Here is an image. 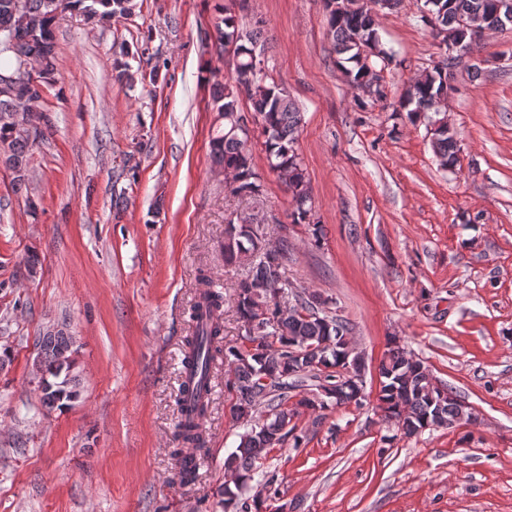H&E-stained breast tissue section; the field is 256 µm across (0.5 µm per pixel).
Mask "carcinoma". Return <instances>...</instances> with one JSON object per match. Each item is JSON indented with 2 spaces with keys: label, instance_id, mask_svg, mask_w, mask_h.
I'll return each instance as SVG.
<instances>
[{
  "label": "carcinoma",
  "instance_id": "cac0c4a2",
  "mask_svg": "<svg viewBox=\"0 0 512 512\" xmlns=\"http://www.w3.org/2000/svg\"><path fill=\"white\" fill-rule=\"evenodd\" d=\"M328 11V24L336 44V52L345 63L348 81L362 85L368 75L363 48L379 44L375 21L361 7ZM501 0H432L429 5L435 17L431 22L463 44L469 37L459 30L457 17L477 15L483 26L496 29L502 18L498 11ZM133 0H0V33L13 36L19 53L0 48V74L17 80V92L25 91L29 80L23 69V58L29 57L40 66V84L55 82L56 56L53 25L66 12H75L89 20L106 24L132 14ZM219 48L232 51L236 60L235 76L245 77L255 70L248 97L255 118L264 125V146L269 169L286 175L284 185L296 203L293 222L306 221L311 208L309 183L296 151V133L302 118L288 94L275 84L263 81L260 32L239 26L229 10L215 25ZM448 61L423 70L407 87L401 108L408 117L439 115L438 95L448 91ZM210 98L223 126L211 137L210 153L216 164L235 173L234 192L255 197L261 191V175L255 170L248 138L231 131L227 116L239 112V94L227 84L210 85ZM32 106H23L10 97L0 96V156L13 173V186L21 191L28 185L30 151L42 137L36 125ZM432 146L439 165L446 169L458 163V148L451 131L433 138ZM235 233L224 238V259L242 262L248 272L235 290L236 310L245 339L250 346L239 348L224 344L222 321L224 293L213 286L209 271L199 270L203 288L197 292L189 308L192 332L184 339L183 365L191 373L190 380L180 384L177 398L178 421L174 434L177 448V477L183 485L194 482L197 462L184 455L193 448L206 452L205 422L210 414L212 380L217 363L229 368L231 377L225 386L232 396V417L246 425L240 441L225 459V469L236 476L233 486L221 489L224 512H260L261 498L248 501L242 490L253 480L256 462L264 451L282 444L292 434L293 419L299 409L342 408L362 405L365 392L364 362L360 355H347L343 339L351 332L349 323L329 311V301L313 294L288 292L284 260L288 246L273 253L262 244L248 223L227 222ZM291 296L306 312H282L275 297ZM73 337L66 324L47 328L38 338L37 369L40 400L47 409L62 410L78 396L72 375ZM380 390L378 407L387 422L405 436L426 429L448 428L461 415L456 393L439 387L427 367L406 357L395 345L387 350L379 364ZM265 377L272 378L268 385Z\"/></svg>",
  "mask_w": 512,
  "mask_h": 512
}]
</instances>
